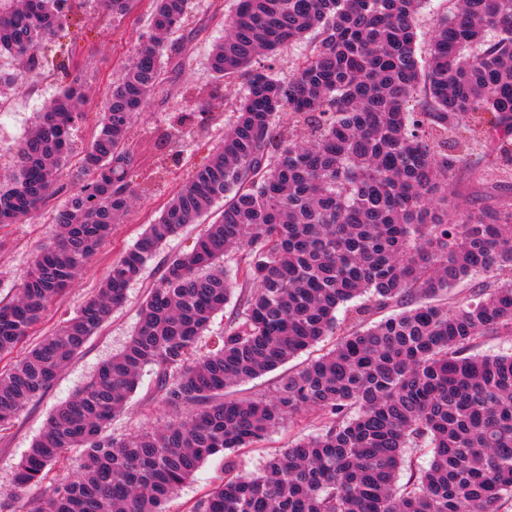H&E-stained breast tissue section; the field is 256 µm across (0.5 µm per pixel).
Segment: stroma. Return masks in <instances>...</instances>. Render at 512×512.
I'll return each instance as SVG.
<instances>
[{"label": "stroma", "mask_w": 512, "mask_h": 512, "mask_svg": "<svg viewBox=\"0 0 512 512\" xmlns=\"http://www.w3.org/2000/svg\"><path fill=\"white\" fill-rule=\"evenodd\" d=\"M233 7V0H193L189 18L180 32L182 52H168L162 58L168 93L149 100L145 112L130 132V141L142 160L141 168L132 173L131 179L138 182L153 176V189L149 195L134 201L127 216L114 226L111 239L87 269L73 281L66 294L54 301L44 323L37 328V335L48 333L59 320L77 310L111 264L136 241L147 224L158 219L164 204L194 167L216 149L225 127L233 119L231 105L241 83L236 80L216 85L208 56L213 43L223 36L224 20ZM146 24L144 9H137L130 18L118 23L98 12L93 0H85L75 25L40 47L38 66H28L8 54L0 55V70L15 77L13 83L0 87V181L11 176L17 147L30 129L38 107L60 86L61 74L49 66V59L58 60L63 53H70L75 71L87 89L83 117L73 132L74 151L70 164L75 167L97 132L106 87L113 73L130 57ZM214 85L219 91L210 102L206 128L186 129V146L182 152L156 151L154 130L165 128L167 123L176 121L192 108L191 102L182 97V90ZM482 168L478 157H471L467 172L454 184L460 211L478 208L497 211L512 207V186L506 188L494 180L478 178L477 173ZM63 200V194H55L48 209L26 223L0 225L1 301L14 296L20 274L38 249L52 242L55 226L51 222V210ZM211 219V214H204L199 223L186 227L164 246L158 258L148 262L141 279L130 287L126 305L113 313L101 332L91 337L82 354L63 369L54 385L22 411L9 429L0 432V486L9 484L20 457L42 431L53 409L72 397L101 362L122 349L138 321L142 299L161 275L164 259L191 246ZM167 414L160 395L154 390V375L147 371L130 399L128 411L113 421L111 432L119 436L143 427L157 428L164 423ZM318 426L314 416L299 415L290 425L270 434L258 447L240 453L237 458L239 467L256 471L268 455L286 448L294 437L313 433Z\"/></svg>", "instance_id": "stroma-1"}]
</instances>
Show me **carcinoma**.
Here are the masks:
<instances>
[{"label": "carcinoma", "mask_w": 512, "mask_h": 512, "mask_svg": "<svg viewBox=\"0 0 512 512\" xmlns=\"http://www.w3.org/2000/svg\"><path fill=\"white\" fill-rule=\"evenodd\" d=\"M71 0H0V54L32 65L68 26ZM423 0H237L214 45L216 80L246 76L221 146L112 264L97 291L20 359L0 368V431L53 386L122 306L146 264L212 204L224 210L170 257L123 349L57 406L21 456L0 512H166L208 460L224 459L194 512H500L512 503V353L472 354L512 335V209L460 216L450 183L482 150L488 175L512 178V0H455L418 52ZM142 0H99L114 20ZM191 0H148V30L109 86L78 170L72 130L84 84L67 81L38 113L0 186V224L67 194L56 239L0 303V357L41 324L145 189L129 131L163 92L166 38ZM305 50L286 78L277 52ZM200 106L186 122L204 123ZM283 115L290 123L280 122ZM463 279L469 296L433 298ZM237 296L224 333L205 336ZM344 309L343 320L336 313ZM392 313L378 321L372 316ZM334 336L326 353L279 376L269 398L227 399ZM173 410L166 422L109 432L145 368ZM318 431L244 473L232 454L303 413ZM430 455L418 467L413 455ZM79 457V475L52 471ZM407 481L399 483L402 471Z\"/></svg>", "instance_id": "carcinoma-1"}]
</instances>
